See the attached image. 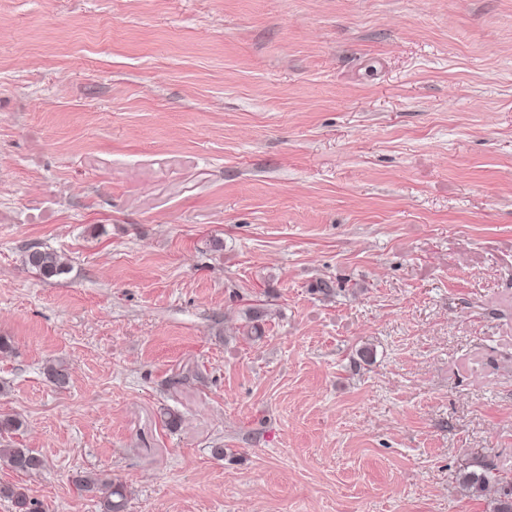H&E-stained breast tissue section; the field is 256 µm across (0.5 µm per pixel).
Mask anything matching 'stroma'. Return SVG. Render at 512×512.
<instances>
[{"mask_svg": "<svg viewBox=\"0 0 512 512\" xmlns=\"http://www.w3.org/2000/svg\"><path fill=\"white\" fill-rule=\"evenodd\" d=\"M0 336L43 512H492L512 0H0ZM24 263L43 280L60 276L69 268L68 260L53 250H30L24 257ZM463 485L468 491L488 497L494 505L493 512H512V480L493 463L486 464L482 473L465 477ZM72 482L81 495L97 499L102 512L125 511L126 494L122 484L87 471L74 474Z\"/></svg>", "mask_w": 512, "mask_h": 512, "instance_id": "35a3bbf8", "label": "stroma"}]
</instances>
